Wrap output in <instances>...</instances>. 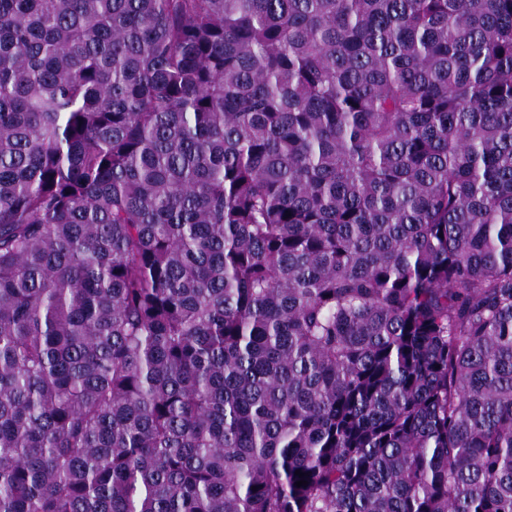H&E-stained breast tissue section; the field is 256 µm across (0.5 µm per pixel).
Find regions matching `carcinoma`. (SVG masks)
Segmentation results:
<instances>
[{
	"mask_svg": "<svg viewBox=\"0 0 512 512\" xmlns=\"http://www.w3.org/2000/svg\"><path fill=\"white\" fill-rule=\"evenodd\" d=\"M0 512H512V0H0Z\"/></svg>",
	"mask_w": 512,
	"mask_h": 512,
	"instance_id": "obj_1",
	"label": "carcinoma"
}]
</instances>
